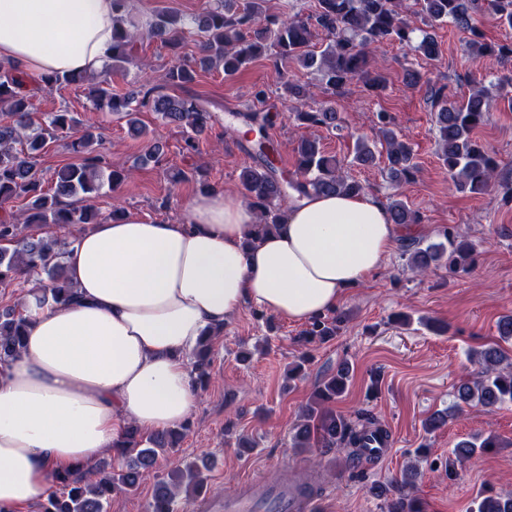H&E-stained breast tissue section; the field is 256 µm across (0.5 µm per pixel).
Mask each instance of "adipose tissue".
<instances>
[{
    "mask_svg": "<svg viewBox=\"0 0 512 512\" xmlns=\"http://www.w3.org/2000/svg\"><path fill=\"white\" fill-rule=\"evenodd\" d=\"M112 0H0V60L41 75L101 71ZM215 188L177 221L125 214L81 231L64 257L75 297L24 309L26 347L0 370V512H32L49 475L187 421L199 399L189 353L243 306L305 323L387 264L416 224L382 200L310 194L261 235Z\"/></svg>",
    "mask_w": 512,
    "mask_h": 512,
    "instance_id": "1",
    "label": "adipose tissue"
}]
</instances>
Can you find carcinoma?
I'll list each match as a JSON object with an SVG mask.
<instances>
[{"mask_svg": "<svg viewBox=\"0 0 512 512\" xmlns=\"http://www.w3.org/2000/svg\"><path fill=\"white\" fill-rule=\"evenodd\" d=\"M128 2L113 0L112 57L108 69L123 70L124 64L134 58L139 39L146 37L160 42L172 56V65L163 76L166 85L184 86L192 82L199 65L221 66L224 76L231 77L265 57L276 66L293 62L317 70L321 74L320 88L332 97L341 95L355 81L362 83L370 95L378 96L386 89V78L369 67L377 47L394 42L434 59L439 56L440 47L425 27L435 23H448L467 33L466 47L473 60L494 57L512 66V41H487L474 19L483 8L499 25L512 29V0H316L315 11L307 16L293 11L288 2L282 10L270 12L264 8V0H215L196 20L197 52L192 57L182 54L184 27L177 25L174 15H160L142 26L130 15ZM318 30L328 40L319 52L314 43ZM89 81L94 82L90 95L95 109L127 119L130 130L138 134L143 127L137 115L144 110L154 112L183 130L189 152L195 150L198 137L215 122V116L204 104L170 96L159 87L118 94L99 74L35 77L14 65L0 64V206L19 199L26 201L21 216L10 211L0 214V288L12 286L19 275L36 277L44 284L38 296L40 303L68 301L74 291L63 264L69 242L55 235L44 236L34 228L99 223L102 214L94 201L104 185L115 187L131 175L123 169L104 172L98 151L102 138L88 127L78 130L80 120L75 114L62 110L50 113L42 122L33 118L29 84L52 90L63 83L77 85ZM511 85L512 76L477 86L463 99L442 86H428L426 101L434 115L440 157L461 192L482 194L496 187L512 199V174L505 175L497 154L474 137V131L487 119L491 99L499 97L512 104V97L505 91ZM314 96L307 83L291 79L282 84L281 97L289 103H301ZM253 98L256 105L234 113L233 117L257 131L239 179L244 198L259 215V233L265 234L281 223L282 206L294 191L346 195L364 192L362 183L344 174L343 165L326 155L315 139H299L296 170L291 176L283 171L278 166L279 144L270 134L279 114L258 108L266 99L265 89H256ZM289 118L298 127L327 131L336 130L341 123L340 113L331 100L306 110L294 107ZM394 126L389 113H377V135L385 153L388 178L397 184L407 183L418 169L414 148L396 133ZM60 139L69 141L72 151L85 154V164L55 172L54 191L47 194L43 192L42 178L37 175V157L47 142ZM375 161L376 144L367 138L358 139L352 164L369 165ZM79 194L81 206L72 207L64 202V198ZM387 209L394 224L423 223V215L399 198L391 200ZM404 254L410 267L421 274L440 268L465 273L476 261L473 244L453 227L443 230L440 241L408 242ZM344 321L341 313L317 318L303 336L308 343L323 342L335 336ZM28 327L21 308L0 307V367L22 351ZM215 343L214 336L202 337L190 356L199 384L208 377ZM503 356L498 346L471 352L478 371L458 385L453 416L461 414L465 405L491 413L512 404V365L506 370L501 368ZM349 377L350 366L342 363L336 374L317 386L312 402L299 415L292 447H317L322 452L350 448L352 455L370 460L372 456L366 452L369 441L375 437L390 438L388 430L374 417L361 415L362 424L358 426L330 408L346 391ZM188 429L189 424L184 423L158 433L151 439L152 447L141 448V431L134 425L128 426L119 445L124 465L116 469L112 460L106 458L89 470L52 473L60 491L44 498L41 512H108L112 495L135 488L141 470L153 467L158 456L176 447L177 440ZM498 447V436L488 431L458 442L453 454L466 460ZM417 476L418 468L411 467L399 479L372 486L373 494L386 503L383 512H424L422 501L410 492ZM206 483L207 476L196 464L172 461L167 474L156 483L151 512H174L172 504L178 498L194 497ZM469 512H512V493L484 489L473 499Z\"/></svg>", "mask_w": 512, "mask_h": 512, "instance_id": "cac0c4a2", "label": "carcinoma"}]
</instances>
